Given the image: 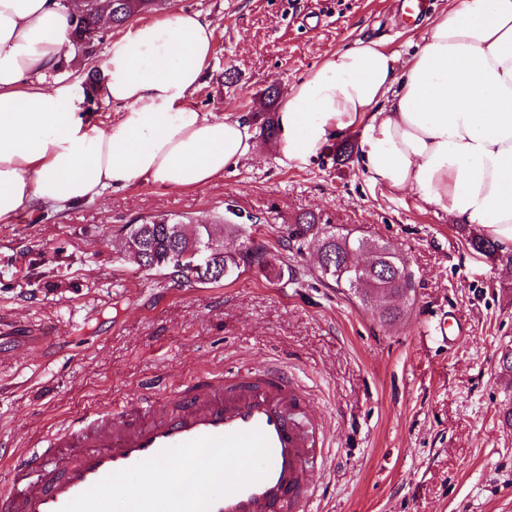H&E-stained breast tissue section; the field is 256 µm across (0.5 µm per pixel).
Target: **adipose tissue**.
I'll return each mask as SVG.
<instances>
[{"mask_svg":"<svg viewBox=\"0 0 512 512\" xmlns=\"http://www.w3.org/2000/svg\"><path fill=\"white\" fill-rule=\"evenodd\" d=\"M81 0H0V224L26 208L139 183L195 188L254 150L248 124L189 103L216 28L171 10L114 36L100 62L99 122L69 84H45L68 56ZM279 161L316 156L360 130L366 178L408 191L512 251V0H446L407 60L357 40L284 91Z\"/></svg>","mask_w":512,"mask_h":512,"instance_id":"obj_1","label":"adipose tissue"}]
</instances>
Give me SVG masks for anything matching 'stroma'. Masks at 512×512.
Returning <instances> with one entry per match:
<instances>
[{"label":"stroma","instance_id":"obj_1","mask_svg":"<svg viewBox=\"0 0 512 512\" xmlns=\"http://www.w3.org/2000/svg\"><path fill=\"white\" fill-rule=\"evenodd\" d=\"M218 32L191 106L248 122L256 148L222 179L190 189L151 183L92 200L20 211L0 224V316L16 340L56 323L49 350L0 345V485L13 456L76 413L135 400L141 380L177 385L205 370L276 363L327 425L325 464L309 512H512V273L469 250L447 213L366 180L358 156L336 158L358 132L315 158L280 164L262 133L275 117L264 91L299 82L322 56L355 40L400 55L442 0L408 17L402 0H170ZM115 27L48 72L85 91L109 121L114 105L89 87ZM256 227L270 265L220 284H175L140 269L123 228L164 216ZM389 246L409 263L415 294L393 324L314 274L316 247L294 255L289 224L305 214Z\"/></svg>","mask_w":512,"mask_h":512}]
</instances>
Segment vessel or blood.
Wrapping results in <instances>:
<instances>
[{"label": "vessel or blood", "mask_w": 512, "mask_h": 512, "mask_svg": "<svg viewBox=\"0 0 512 512\" xmlns=\"http://www.w3.org/2000/svg\"><path fill=\"white\" fill-rule=\"evenodd\" d=\"M307 406L282 366L200 373L166 389L146 382L134 404L83 411L19 456L0 488V512H60L106 476L166 448L256 429L271 447L268 475L217 499L209 512H307L324 441V425Z\"/></svg>", "instance_id": "b4317fda"}]
</instances>
